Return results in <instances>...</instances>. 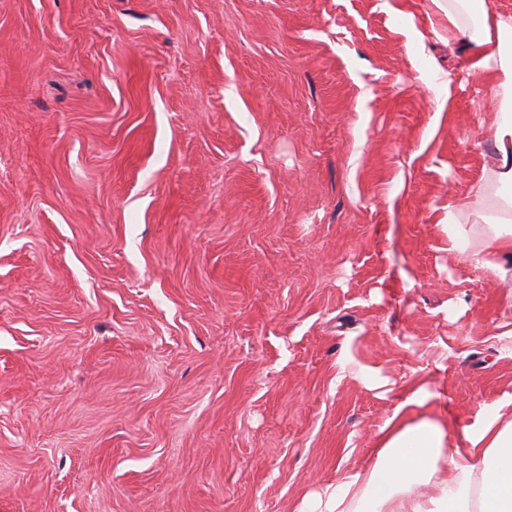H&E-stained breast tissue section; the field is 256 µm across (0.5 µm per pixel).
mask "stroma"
I'll list each match as a JSON object with an SVG mask.
<instances>
[{
	"instance_id": "stroma-1",
	"label": "stroma",
	"mask_w": 512,
	"mask_h": 512,
	"mask_svg": "<svg viewBox=\"0 0 512 512\" xmlns=\"http://www.w3.org/2000/svg\"><path fill=\"white\" fill-rule=\"evenodd\" d=\"M431 0H0V512H298L410 390L512 392L448 248L502 75Z\"/></svg>"
}]
</instances>
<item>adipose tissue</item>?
<instances>
[{"label": "adipose tissue", "mask_w": 512, "mask_h": 512, "mask_svg": "<svg viewBox=\"0 0 512 512\" xmlns=\"http://www.w3.org/2000/svg\"><path fill=\"white\" fill-rule=\"evenodd\" d=\"M448 22L449 39L466 37L465 60L474 73L512 74V54L502 36L512 32V12L496 0H433ZM495 156L473 197L448 206L449 249L483 235L472 260L492 276L512 280L501 260L512 250V94L503 93L493 122ZM306 512H512V393L480 409L457 443L448 425L421 416L389 418L371 467L345 472L336 485L308 501Z\"/></svg>", "instance_id": "1"}]
</instances>
